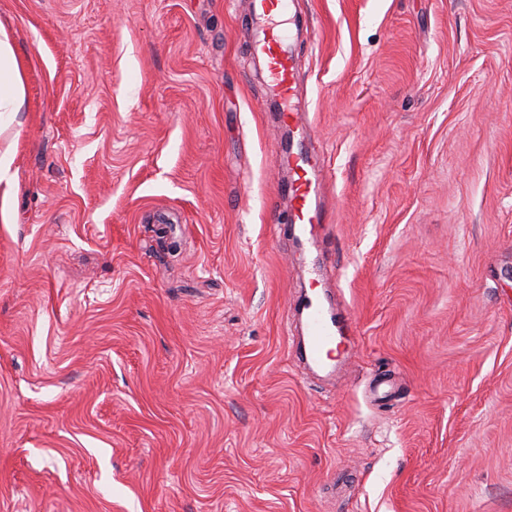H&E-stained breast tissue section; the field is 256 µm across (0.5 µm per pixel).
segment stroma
<instances>
[{
    "instance_id": "stroma-1",
    "label": "stroma",
    "mask_w": 512,
    "mask_h": 512,
    "mask_svg": "<svg viewBox=\"0 0 512 512\" xmlns=\"http://www.w3.org/2000/svg\"><path fill=\"white\" fill-rule=\"evenodd\" d=\"M295 240L250 0H0V512H512V0H293ZM353 313L345 375L291 338ZM24 97L19 63L11 36L0 27V134L16 112H20ZM5 122V123H3ZM314 156L303 151L285 149L281 153V163L288 166L292 178L284 184L279 182L281 195H287L292 202V224L298 226L301 233L307 230V224H326V212L321 203L320 180L312 163ZM304 332L299 359H305L310 369L335 374L338 364L330 357L331 346L339 332L342 318L331 309L310 300L302 307Z\"/></svg>"
}]
</instances>
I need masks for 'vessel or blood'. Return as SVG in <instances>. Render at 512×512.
Masks as SVG:
<instances>
[{"instance_id":"vessel-or-blood-1","label":"vessel or blood","mask_w":512,"mask_h":512,"mask_svg":"<svg viewBox=\"0 0 512 512\" xmlns=\"http://www.w3.org/2000/svg\"><path fill=\"white\" fill-rule=\"evenodd\" d=\"M288 8V0H253V14L261 23L253 44L254 53L262 55L268 66L270 86L283 106L282 122L289 131L303 130L302 115L293 103L298 64L288 47V36L278 18ZM313 157L303 149H286L281 153L282 164L288 166L292 178L280 184V194L292 202L291 220L298 228L326 221L321 203L320 180L312 163ZM304 332L299 355L308 367L335 374L337 363L330 356L342 319L333 310L310 301L303 305Z\"/></svg>"}]
</instances>
